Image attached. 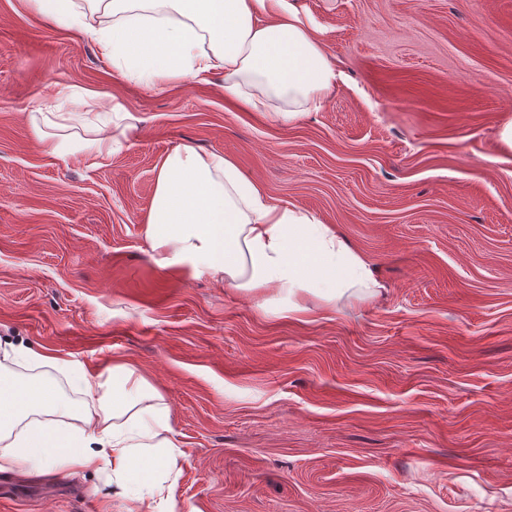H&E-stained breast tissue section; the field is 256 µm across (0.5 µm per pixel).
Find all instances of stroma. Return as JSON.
I'll list each match as a JSON object with an SVG mask.
<instances>
[{"label":"stroma","mask_w":512,"mask_h":512,"mask_svg":"<svg viewBox=\"0 0 512 512\" xmlns=\"http://www.w3.org/2000/svg\"><path fill=\"white\" fill-rule=\"evenodd\" d=\"M342 79L277 122L224 76L152 89L0 0V338L89 373L135 366L169 409L175 512H512V0H297ZM137 119L58 158L32 117L75 93ZM230 157L334 226L383 285L290 318L146 236L158 165ZM110 470L0 472V512H128Z\"/></svg>","instance_id":"35a3bbf8"}]
</instances>
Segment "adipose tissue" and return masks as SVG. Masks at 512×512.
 I'll use <instances>...</instances> for the list:
<instances>
[{
    "label": "adipose tissue",
    "mask_w": 512,
    "mask_h": 512,
    "mask_svg": "<svg viewBox=\"0 0 512 512\" xmlns=\"http://www.w3.org/2000/svg\"><path fill=\"white\" fill-rule=\"evenodd\" d=\"M56 25L92 39L121 76L149 87L220 70L224 92L294 122L321 108L340 80L313 22L292 0H33ZM68 119L46 116L34 132L48 152L111 151L91 130L65 135ZM147 233L164 269L190 268L301 315L310 299L373 297L380 286L368 259L311 212L270 202L262 187L217 153L176 148L161 162ZM31 369L20 381L12 365ZM50 365L81 394L60 396L38 368ZM133 367L88 374L22 345L0 343V471L40 474L100 464L132 502L129 512H171L177 468L167 406Z\"/></svg>",
    "instance_id": "obj_1"
}]
</instances>
